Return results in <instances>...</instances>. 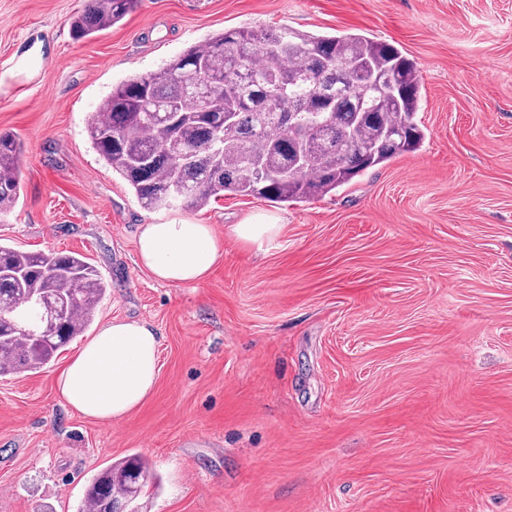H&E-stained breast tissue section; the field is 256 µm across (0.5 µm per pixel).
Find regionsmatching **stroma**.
Here are the masks:
<instances>
[{"label":"stroma","mask_w":512,"mask_h":512,"mask_svg":"<svg viewBox=\"0 0 512 512\" xmlns=\"http://www.w3.org/2000/svg\"><path fill=\"white\" fill-rule=\"evenodd\" d=\"M86 0H0V132L25 141L0 244L76 252L108 285L87 335L160 338L149 398L102 424L44 368L0 376V512H77L109 464L161 479L140 512H512V0H139L74 40ZM238 27L364 34L420 70L422 146L325 197L149 210L86 119L123 80ZM277 218L273 240L229 227ZM213 225L195 286L137 260L141 224Z\"/></svg>","instance_id":"obj_1"}]
</instances>
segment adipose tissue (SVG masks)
I'll return each mask as SVG.
<instances>
[{
  "instance_id": "adipose-tissue-1",
  "label": "adipose tissue",
  "mask_w": 512,
  "mask_h": 512,
  "mask_svg": "<svg viewBox=\"0 0 512 512\" xmlns=\"http://www.w3.org/2000/svg\"><path fill=\"white\" fill-rule=\"evenodd\" d=\"M137 255L155 280L174 286L203 282L224 256L213 225L174 221L140 225ZM160 371V339L145 322L103 325L58 372L56 391L82 416L123 419L152 393Z\"/></svg>"
}]
</instances>
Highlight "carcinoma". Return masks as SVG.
Listing matches in <instances>:
<instances>
[{
  "label": "carcinoma",
  "instance_id": "carcinoma-1",
  "mask_svg": "<svg viewBox=\"0 0 512 512\" xmlns=\"http://www.w3.org/2000/svg\"><path fill=\"white\" fill-rule=\"evenodd\" d=\"M138 0H87L75 39L112 28ZM417 64L360 33L310 35L224 30L155 73L112 88L89 115L99 158L147 209L208 207L229 193L271 203L324 197L366 170L419 149ZM23 138L0 132V215L16 206ZM106 292L79 253L0 245V374L41 369L92 323ZM43 337H24L21 326ZM159 487L139 454L102 469L81 512H138L142 489Z\"/></svg>",
  "mask_w": 512,
  "mask_h": 512
}]
</instances>
